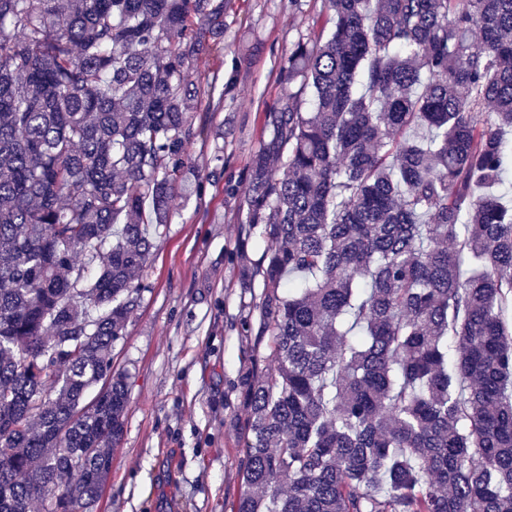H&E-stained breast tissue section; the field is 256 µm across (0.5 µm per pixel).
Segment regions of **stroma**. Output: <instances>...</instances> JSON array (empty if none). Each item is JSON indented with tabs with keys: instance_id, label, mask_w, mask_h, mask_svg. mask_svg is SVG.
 <instances>
[{
	"instance_id": "stroma-1",
	"label": "stroma",
	"mask_w": 512,
	"mask_h": 512,
	"mask_svg": "<svg viewBox=\"0 0 512 512\" xmlns=\"http://www.w3.org/2000/svg\"><path fill=\"white\" fill-rule=\"evenodd\" d=\"M327 0H227L224 35L189 68L199 91L180 198L138 275L142 299L112 347L129 402L112 471L90 512H230L241 490L243 391L263 363L248 330L264 292L267 242L243 194L290 89L288 49L329 15Z\"/></svg>"
}]
</instances>
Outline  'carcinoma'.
I'll use <instances>...</instances> for the list:
<instances>
[{
    "label": "carcinoma",
    "mask_w": 512,
    "mask_h": 512,
    "mask_svg": "<svg viewBox=\"0 0 512 512\" xmlns=\"http://www.w3.org/2000/svg\"><path fill=\"white\" fill-rule=\"evenodd\" d=\"M329 4L244 191L270 364L232 512H512V0ZM222 34L224 0H0V512L103 492Z\"/></svg>",
    "instance_id": "carcinoma-1"
}]
</instances>
